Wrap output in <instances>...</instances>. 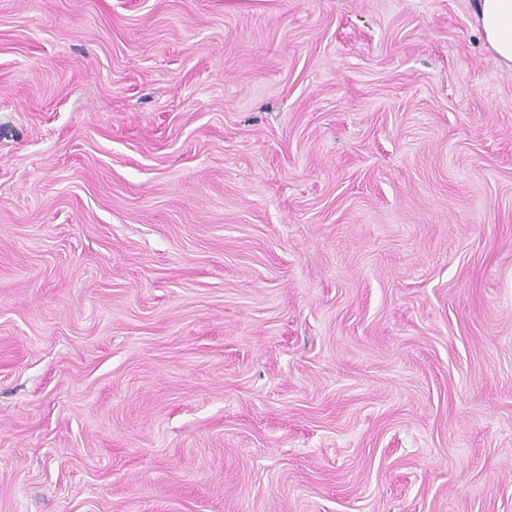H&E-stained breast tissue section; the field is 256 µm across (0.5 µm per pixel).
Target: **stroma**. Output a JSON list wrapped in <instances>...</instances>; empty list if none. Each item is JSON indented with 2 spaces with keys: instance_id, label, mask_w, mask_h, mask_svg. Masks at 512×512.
Here are the masks:
<instances>
[{
  "instance_id": "stroma-1",
  "label": "stroma",
  "mask_w": 512,
  "mask_h": 512,
  "mask_svg": "<svg viewBox=\"0 0 512 512\" xmlns=\"http://www.w3.org/2000/svg\"><path fill=\"white\" fill-rule=\"evenodd\" d=\"M0 512H512L472 0H0Z\"/></svg>"
}]
</instances>
